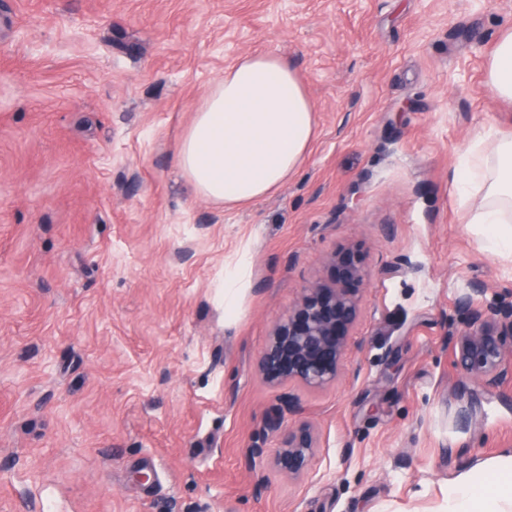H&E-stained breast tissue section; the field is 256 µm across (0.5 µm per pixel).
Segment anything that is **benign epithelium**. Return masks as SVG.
<instances>
[{"label":"benign epithelium","instance_id":"benign-epithelium-1","mask_svg":"<svg viewBox=\"0 0 512 512\" xmlns=\"http://www.w3.org/2000/svg\"><path fill=\"white\" fill-rule=\"evenodd\" d=\"M326 276L302 289L299 299L273 327L258 361L270 384L295 383L322 389L336 382L360 312L366 277L364 259L355 247H343L326 260ZM485 288L474 282L457 300L468 321L453 340L456 365L469 379L500 386L512 380V300L485 306ZM316 436L307 423L284 437L274 465L296 476L311 464Z\"/></svg>","mask_w":512,"mask_h":512}]
</instances>
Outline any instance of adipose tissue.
Returning a JSON list of instances; mask_svg holds the SVG:
<instances>
[{
    "mask_svg": "<svg viewBox=\"0 0 512 512\" xmlns=\"http://www.w3.org/2000/svg\"><path fill=\"white\" fill-rule=\"evenodd\" d=\"M486 84L512 100V27L488 62ZM315 107L296 70L276 55L241 58L207 93L177 148L193 190L231 209L280 188L301 167L315 134ZM465 221L488 245L512 252V137L473 142L455 169ZM447 512H512V451L460 473Z\"/></svg>",
    "mask_w": 512,
    "mask_h": 512,
    "instance_id": "1",
    "label": "adipose tissue"
}]
</instances>
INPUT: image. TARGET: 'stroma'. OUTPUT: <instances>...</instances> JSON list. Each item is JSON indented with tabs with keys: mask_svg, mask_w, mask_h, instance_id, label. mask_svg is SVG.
I'll use <instances>...</instances> for the list:
<instances>
[{
	"mask_svg": "<svg viewBox=\"0 0 512 512\" xmlns=\"http://www.w3.org/2000/svg\"><path fill=\"white\" fill-rule=\"evenodd\" d=\"M508 26L512 0H0V512H445L512 450V383L463 377L449 340L471 283L512 297L452 180L512 135L485 83ZM261 53L293 63L315 138L227 210L177 145ZM344 246L367 278L338 380L269 385L273 325ZM303 421L294 478L272 459ZM314 448L317 446L313 428L307 423H301L288 431L284 437L283 446L275 456L274 465L288 476L299 475L310 466Z\"/></svg>",
	"mask_w": 512,
	"mask_h": 512,
	"instance_id": "obj_1",
	"label": "stroma"
}]
</instances>
